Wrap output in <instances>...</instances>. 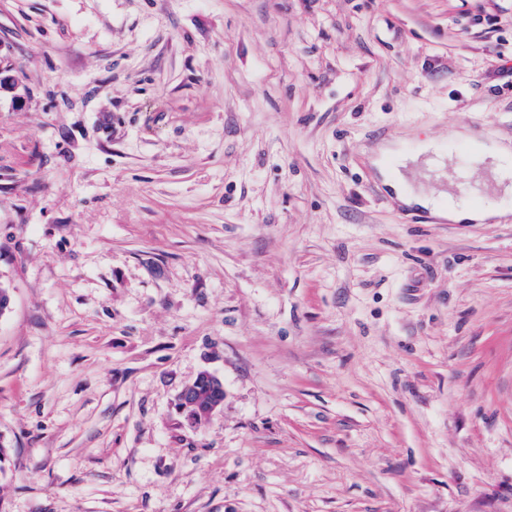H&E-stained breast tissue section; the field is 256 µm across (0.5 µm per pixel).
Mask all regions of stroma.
<instances>
[{
  "mask_svg": "<svg viewBox=\"0 0 512 512\" xmlns=\"http://www.w3.org/2000/svg\"><path fill=\"white\" fill-rule=\"evenodd\" d=\"M512 0H0V512H512ZM224 404L189 424L201 370ZM479 153L486 166L492 171L508 169L510 165V149L508 146L486 141L480 143ZM380 174L384 181L391 174V183L398 191V200L404 204L417 203L426 208L431 209L440 216H448L453 221H462L469 219L488 220L503 219L507 216L506 212L496 210L492 207L485 206L483 209L475 210L470 206H459L453 203L451 196L448 194V210L437 208L439 200L443 197L441 190H433L426 192L422 189H415L409 182L405 174L396 169L391 172L389 169L379 168Z\"/></svg>",
  "mask_w": 512,
  "mask_h": 512,
  "instance_id": "obj_1",
  "label": "stroma"
}]
</instances>
